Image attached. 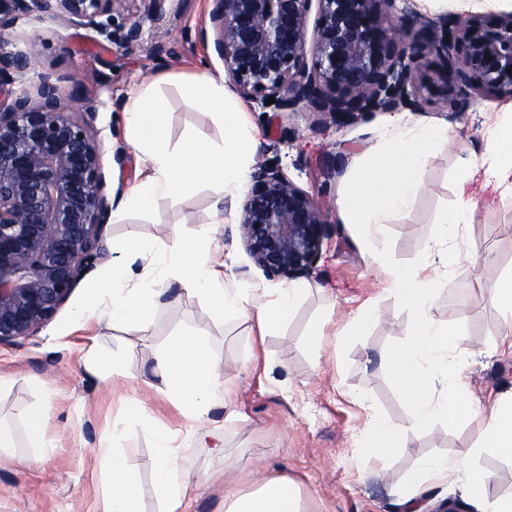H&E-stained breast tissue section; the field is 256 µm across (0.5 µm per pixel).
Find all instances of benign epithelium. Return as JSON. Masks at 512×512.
Instances as JSON below:
<instances>
[{"label": "benign epithelium", "mask_w": 512, "mask_h": 512, "mask_svg": "<svg viewBox=\"0 0 512 512\" xmlns=\"http://www.w3.org/2000/svg\"><path fill=\"white\" fill-rule=\"evenodd\" d=\"M141 2L142 6L135 5ZM100 34L124 17L119 44L142 40L140 13L165 18L167 0H12ZM214 44L235 89L274 112L302 106L347 124L365 114L423 107L420 60L444 61L438 81L512 96V11L490 23H447L396 12L395 0H213ZM313 30H308L312 4ZM491 59H486V56ZM32 57L0 40V77L24 80ZM40 76L33 91L0 105V347L37 335L67 303L88 261L103 259L105 193L96 131L78 91ZM240 233L270 280L314 269L328 236L322 206L267 163L251 174Z\"/></svg>", "instance_id": "obj_1"}]
</instances>
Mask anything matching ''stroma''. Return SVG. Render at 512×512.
I'll return each instance as SVG.
<instances>
[{
  "instance_id": "35a3bbf8",
  "label": "stroma",
  "mask_w": 512,
  "mask_h": 512,
  "mask_svg": "<svg viewBox=\"0 0 512 512\" xmlns=\"http://www.w3.org/2000/svg\"><path fill=\"white\" fill-rule=\"evenodd\" d=\"M400 9L429 19L503 13L501 0H397ZM165 23L143 18V42L135 49L119 46L117 34L102 35L66 25L38 12H16L12 28L0 36L12 49L35 61L25 81L12 82L13 93L32 88L40 75L61 78L65 89L79 87V105L97 131L107 187L134 183L137 160L122 140V101L137 79L168 73L190 74L224 68L216 52L210 13L213 0H170ZM163 53H156V45ZM441 70L436 56L423 58L416 73L425 103L410 112L412 123L446 124L452 143L438 147L427 167L414 203L384 227L388 263L408 266L423 253L424 236L439 214L458 201L456 176L470 151L481 150L488 128L512 98L463 89L439 102L434 87ZM166 134L179 142L200 131L222 143V128L206 122L183 96L179 84H161ZM252 134L259 147L256 162L273 163L326 205L328 236L315 265L301 283L295 313L279 332L255 346L249 322L217 319L197 297L172 287L156 308L147 331L107 328L96 320L75 321L90 284L104 280L122 256L113 244L139 241L170 251L185 237L209 229L214 194L206 188L180 199L157 200L145 212L132 211L105 222L102 237L110 254L93 260L65 306L36 336L17 347L0 348V427L9 431L0 450V512H101L107 482L101 448L133 449L141 512H163L155 485V434L172 431L190 472L192 490L187 512H224V495L247 491L254 478L285 475L298 485L305 512H402L400 500L422 459L445 456L467 461L491 477L489 494L512 495V457L479 447L478 422L434 421L410 434V445L381 462L367 460L360 431L375 415L395 427L406 426L409 410L378 362L381 353L401 347L410 337L416 311L382 283L359 228L339 222L338 201L368 151L393 129L394 115L375 112L340 124L306 111L263 113L246 101ZM336 174L324 179L327 166ZM477 203L468 229V256L444 278L432 307L435 318L456 307V322L472 356L461 376L465 392L483 406L512 390V354L503 350L501 316L488 291L512 273V203L500 201L493 187L477 181L466 190ZM242 197L224 200V224L218 237L234 253L231 282L238 288H277L249 258L239 224ZM373 303L379 320L361 336H347L336 348L314 357L304 344L309 327L322 316L343 323L364 303ZM188 328H202L213 354L222 363V378L234 385L231 406H213L204 422L221 439L222 451L210 441L192 440L191 424L167 399L149 386L155 349ZM104 354L123 350L128 377L111 386L93 376L85 364L89 349ZM266 356L255 367L252 353ZM141 402L147 421L113 434L112 426L131 401ZM39 412L47 437L58 448H34L24 422Z\"/></svg>"
}]
</instances>
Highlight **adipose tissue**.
I'll use <instances>...</instances> for the list:
<instances>
[{
	"instance_id": "ef3b65f1",
	"label": "adipose tissue",
	"mask_w": 512,
	"mask_h": 512,
	"mask_svg": "<svg viewBox=\"0 0 512 512\" xmlns=\"http://www.w3.org/2000/svg\"><path fill=\"white\" fill-rule=\"evenodd\" d=\"M183 87L206 120L223 129V144L215 145L200 134L170 143L163 100L152 83H133L123 100L122 121L140 169L132 186L113 194V219L132 210H148L158 198H180L207 186L216 196L214 221L220 224L225 196L244 192L256 153V142L247 133V113L226 85L223 72L199 71ZM448 140L447 127L414 124L406 115H398L394 134L370 150L339 200L343 222L362 228L389 290L418 314L409 341L380 357L383 370L410 411L408 424L397 428L370 421L364 451L371 461L406 447L409 433L425 429L439 417L481 422L483 447L512 456V391L485 408L449 386V371L463 369L471 352L454 319L438 320L430 313L443 277L459 261L448 243L461 238L472 223L476 202L468 199L441 213L435 229L425 236L424 255L417 264L395 266L384 258V224L410 205L434 150ZM478 177L494 184L502 198L512 200V113L491 126L481 157L465 161L458 189ZM118 250L126 255V262L113 265L106 283L92 285L79 310L80 315L97 316L113 329H147L153 311L176 283L188 288L212 313L252 322L255 336L262 339L288 323L303 293L299 286L225 288L233 254L220 250L211 237L182 240L167 254H152L149 245L130 241L119 244ZM142 258L149 264L144 272H135L133 265ZM107 291L112 294L108 304L103 301ZM151 375L155 391L198 423L212 405L234 399L235 391L222 380L220 363L200 329L178 333L157 349ZM156 446V482L166 500V512H183L191 488L188 470L168 432L157 434ZM100 454L108 464L111 482L102 512H139L132 454H117L108 448ZM451 479L475 496L478 512H512V496L489 497L487 473L460 470L444 457L425 460L403 498L412 502L423 485H443ZM224 512H303V506L295 482L278 475L253 491L226 497Z\"/></svg>"
}]
</instances>
